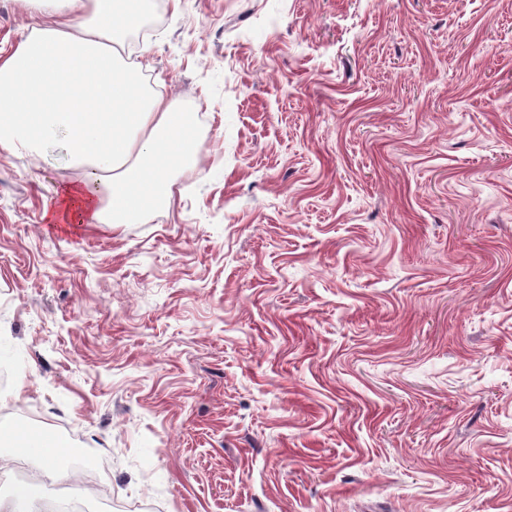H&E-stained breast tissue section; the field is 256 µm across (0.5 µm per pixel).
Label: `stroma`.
Returning <instances> with one entry per match:
<instances>
[{
	"label": "stroma",
	"instance_id": "35a3bbf8",
	"mask_svg": "<svg viewBox=\"0 0 512 512\" xmlns=\"http://www.w3.org/2000/svg\"><path fill=\"white\" fill-rule=\"evenodd\" d=\"M204 114L170 205L45 209L0 149V495L84 512H512V0H148Z\"/></svg>",
	"mask_w": 512,
	"mask_h": 512
}]
</instances>
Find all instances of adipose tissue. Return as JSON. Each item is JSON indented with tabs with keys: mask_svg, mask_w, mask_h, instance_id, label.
Returning <instances> with one entry per match:
<instances>
[{
	"mask_svg": "<svg viewBox=\"0 0 512 512\" xmlns=\"http://www.w3.org/2000/svg\"><path fill=\"white\" fill-rule=\"evenodd\" d=\"M143 0H63L0 52V145L29 154L63 140L88 166L53 219L132 224L169 203L170 172L190 152L176 99L142 98L119 47Z\"/></svg>",
	"mask_w": 512,
	"mask_h": 512,
	"instance_id": "obj_1",
	"label": "adipose tissue"
}]
</instances>
